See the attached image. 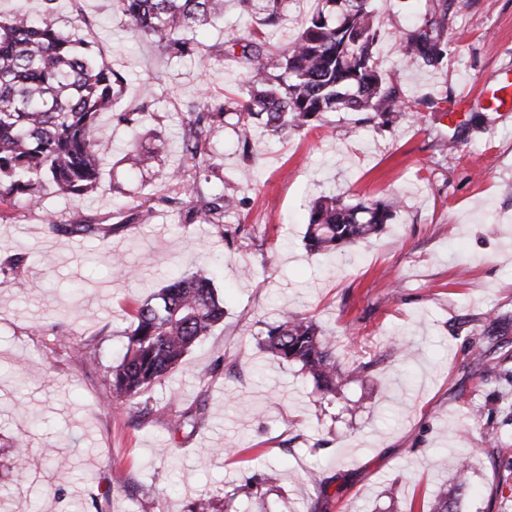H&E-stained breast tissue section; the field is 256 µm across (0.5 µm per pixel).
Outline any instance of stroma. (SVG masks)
<instances>
[{
	"label": "stroma",
	"mask_w": 512,
	"mask_h": 512,
	"mask_svg": "<svg viewBox=\"0 0 512 512\" xmlns=\"http://www.w3.org/2000/svg\"><path fill=\"white\" fill-rule=\"evenodd\" d=\"M374 60L410 115L384 126L369 114L327 112L243 153L237 129L205 135L202 193L237 196L215 224L188 223L190 198L171 174L184 161L187 115L206 99H239L241 64L226 42L255 25L237 0L198 29L208 57L171 61L136 41L118 0H55L63 32L81 29L102 61L126 77L113 112H139L129 129L103 114L111 144L101 191L62 194L0 211V445L23 443L28 469H0L12 500L0 512H187L209 493L226 512H431L458 458L470 488L458 512H512V112L468 107L461 93L512 79V0H448V57L404 65L399 41L427 0H372ZM316 0H290L265 28L270 52L302 30ZM433 95L434 108L422 105ZM455 154L443 143L465 115ZM153 152L131 173L132 150ZM334 192L349 202L396 195L401 207L369 241L331 256L303 243L307 205ZM149 206L143 224L136 215ZM96 224L92 235L52 225ZM210 262L224 321L148 392L154 409L133 422L103 402L135 307L173 275ZM311 317L336 342L341 367L368 362L361 381L322 399L298 364L269 359L259 342L284 313ZM500 319L506 344L472 364L468 336ZM97 346L90 370L75 354ZM192 407L194 433L176 430ZM52 456H45V449ZM253 483L252 496L237 488Z\"/></svg>",
	"instance_id": "35a3bbf8"
}]
</instances>
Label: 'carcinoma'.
Segmentation results:
<instances>
[{
    "label": "carcinoma",
    "instance_id": "carcinoma-1",
    "mask_svg": "<svg viewBox=\"0 0 512 512\" xmlns=\"http://www.w3.org/2000/svg\"><path fill=\"white\" fill-rule=\"evenodd\" d=\"M41 18L16 12L0 18V208L20 198L33 200L43 182L51 181L67 195L92 193L101 186V165L107 146L95 134L101 114L112 111L124 88L121 72L96 59L78 31L61 33L53 19L54 0H46ZM259 25H274L286 0H238ZM317 8L297 37L277 55L267 52L261 33L240 44L247 97L206 103L192 124L209 128L235 119L239 143L251 148L250 132L262 125L274 135L299 130L325 112H373L381 123L404 116L408 103L384 84L373 59L377 40L370 0H318ZM137 37L158 43L168 58L199 53L185 34L224 13V0H120ZM447 0H434L423 22L400 39V54L427 66L447 55ZM173 172L184 193L196 199L190 215L206 222L232 211L238 200L220 194L201 195L197 182ZM398 198L348 204L325 195L308 208L306 247L313 254L341 252L381 233L393 219ZM224 320V302L213 288L205 266L184 272L157 294L141 302L125 333L122 356L108 372V398L131 406L161 384L185 356ZM263 349L279 362H296L321 390L336 389L359 379L370 367L361 362L341 368L336 344L313 319L284 314L267 326ZM11 469L20 475L25 449L15 443L7 452ZM469 462L459 461L450 488L435 499L432 512H457L468 487ZM188 512H224V505L201 494Z\"/></svg>",
    "mask_w": 512,
    "mask_h": 512
}]
</instances>
